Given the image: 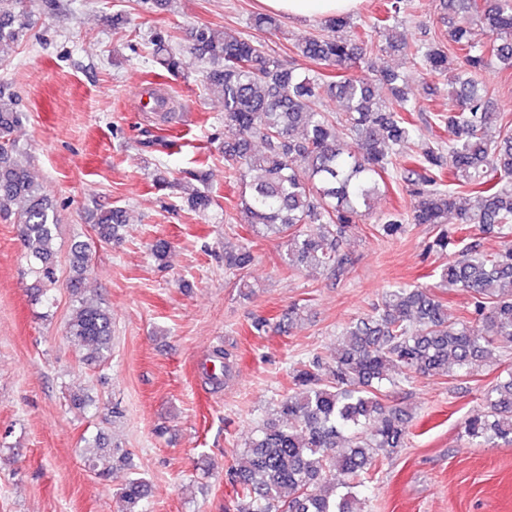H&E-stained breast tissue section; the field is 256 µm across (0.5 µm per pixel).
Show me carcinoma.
<instances>
[{"label": "carcinoma", "mask_w": 512, "mask_h": 512, "mask_svg": "<svg viewBox=\"0 0 512 512\" xmlns=\"http://www.w3.org/2000/svg\"><path fill=\"white\" fill-rule=\"evenodd\" d=\"M28 0H0V65L30 28ZM408 0H386L373 33L387 29ZM481 25L489 43L472 41ZM328 35L303 37L296 54L336 75L286 68L260 42L202 24L192 29L191 49L210 64L207 89L224 102V159L244 184L242 212L266 236L288 239L290 267L310 264L341 279L353 261L343 244L350 225L370 214L385 178L400 181L411 197L406 213L381 219L384 237L403 224L437 228L429 250L452 260L438 269L440 287L472 295L474 318L451 320L443 300L420 286L385 291L371 315L343 329L329 357L312 353L291 375V392L275 413L254 430L247 449L226 472L235 493V512H363L358 488L380 454L403 447L410 415L385 403L382 388L403 379L469 373L499 348L512 347V115L498 112L479 75L495 58L512 68V0H448V44L386 39L381 53H398L420 63L426 74L445 77L447 113L438 115L448 142L419 139L415 104L408 97L409 75L367 56L372 33L351 30L347 17L326 20ZM152 54L168 72L182 66L174 32L157 27ZM463 66H450L448 52ZM377 68L378 84L348 70ZM345 102L341 114L320 108L325 98ZM23 113L15 99L0 96V217L17 216L19 235L38 276L35 295L55 278L57 217L52 201L32 176L15 133ZM343 128L355 150L344 151L337 136ZM418 140V151L401 147ZM263 151L252 149L254 141ZM452 185H447L445 179ZM473 201L460 200V194ZM186 206L198 213L214 200L194 189ZM127 223L126 212L109 208L96 218L98 237L110 241ZM471 225L504 239L490 252L466 234ZM254 259L248 246L224 250V267L240 271ZM85 257L73 262L68 288L85 289ZM66 336L88 366L108 359L112 314L100 302L81 299L67 323ZM229 376L228 353L217 349L207 379L219 388ZM484 411L466 422V435L485 444H512V373L483 392ZM141 478L121 489L122 512H147Z\"/></svg>", "instance_id": "1"}]
</instances>
